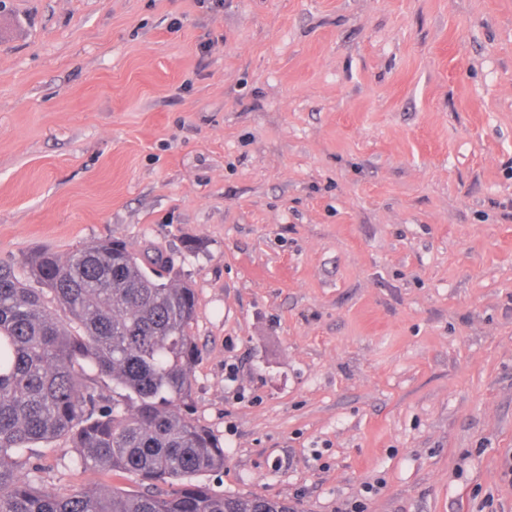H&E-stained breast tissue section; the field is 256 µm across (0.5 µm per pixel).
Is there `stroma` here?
<instances>
[{
    "instance_id": "1",
    "label": "stroma",
    "mask_w": 512,
    "mask_h": 512,
    "mask_svg": "<svg viewBox=\"0 0 512 512\" xmlns=\"http://www.w3.org/2000/svg\"><path fill=\"white\" fill-rule=\"evenodd\" d=\"M109 238L195 290L200 484L512 512V0H0V261Z\"/></svg>"
}]
</instances>
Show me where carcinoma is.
Wrapping results in <instances>:
<instances>
[{"label":"carcinoma","instance_id":"carcinoma-1","mask_svg":"<svg viewBox=\"0 0 512 512\" xmlns=\"http://www.w3.org/2000/svg\"><path fill=\"white\" fill-rule=\"evenodd\" d=\"M169 273L162 253L114 239L0 262V512H297L194 483L224 468V448L187 416L195 293ZM52 440L69 442L83 469L135 487L41 486L22 456Z\"/></svg>","mask_w":512,"mask_h":512}]
</instances>
